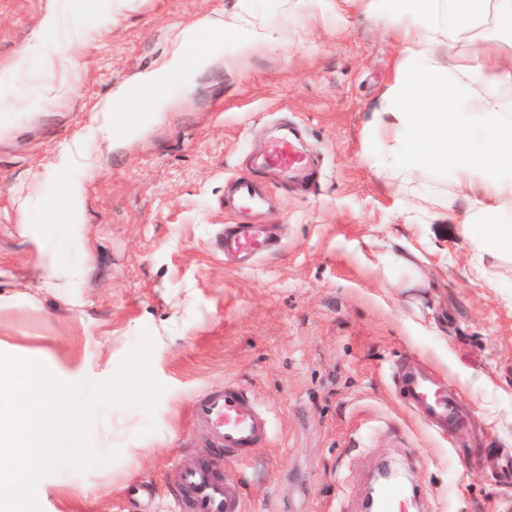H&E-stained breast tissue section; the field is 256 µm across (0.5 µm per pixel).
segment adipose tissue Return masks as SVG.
<instances>
[{"instance_id":"1","label":"adipose tissue","mask_w":512,"mask_h":512,"mask_svg":"<svg viewBox=\"0 0 512 512\" xmlns=\"http://www.w3.org/2000/svg\"><path fill=\"white\" fill-rule=\"evenodd\" d=\"M367 12L391 25L401 61L383 103L373 115L370 136L381 148L377 164L395 193L414 197L415 208L456 218L454 204L469 200L459 220L473 257L474 283L496 287L499 270L512 262V53L487 29L512 21V0H367ZM224 22L207 20L188 32L189 47L177 67L206 62L210 38ZM127 93L101 103V130L109 146L119 145L143 117L116 112ZM441 184L440 193L418 194V187ZM362 262L391 275L400 287L425 288L428 278L419 252L400 240L374 241Z\"/></svg>"}]
</instances>
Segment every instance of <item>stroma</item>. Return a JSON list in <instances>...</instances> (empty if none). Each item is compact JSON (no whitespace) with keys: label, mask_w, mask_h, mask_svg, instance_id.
Here are the masks:
<instances>
[{"label":"stroma","mask_w":512,"mask_h":512,"mask_svg":"<svg viewBox=\"0 0 512 512\" xmlns=\"http://www.w3.org/2000/svg\"><path fill=\"white\" fill-rule=\"evenodd\" d=\"M49 13L55 33L29 55ZM234 15L243 21L218 60L171 69L186 30ZM257 32L274 47L239 54ZM398 61L393 29L361 0H0V352L98 369L146 330L166 388L154 417L112 411L118 462L43 478L41 512H170L173 463L208 452L186 429L188 401L225 382L273 420L253 461L224 462L247 512H362L384 460L413 479L420 512H512V479L483 463L488 449L512 453V270L498 287L473 283L458 225L405 212L376 173L365 131ZM48 85L62 90L50 103ZM133 86L140 109L159 91L173 106L107 149L97 106ZM291 126L320 168L305 191L257 161ZM239 176L265 212L225 214ZM70 182L81 185L83 234L50 249L19 211L65 230ZM246 219L279 225L281 244L237 269L215 236ZM388 234L419 250L433 287H390L361 262L358 243ZM52 256L81 263V278L48 279ZM407 360L439 385L492 376L501 425L464 389V426L446 440L431 433L393 389Z\"/></svg>","instance_id":"35a3bbf8"}]
</instances>
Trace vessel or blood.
Masks as SVG:
<instances>
[{
  "label": "vessel or blood",
  "mask_w": 512,
  "mask_h": 512,
  "mask_svg": "<svg viewBox=\"0 0 512 512\" xmlns=\"http://www.w3.org/2000/svg\"><path fill=\"white\" fill-rule=\"evenodd\" d=\"M270 168L307 175L312 162L293 139L272 142L262 156ZM261 195L247 181L232 182L224 205L234 210L256 209ZM224 259L239 268L252 266L271 252L274 239L266 224H227L216 237ZM396 388L407 401L418 406L424 421L453 434L462 425L458 398L449 388L434 385L410 367H402ZM188 426L209 446L206 456L184 455L171 468L172 512H245L240 483L224 476V460L249 461L272 438V419L244 388L234 383L211 386L197 392L188 407ZM404 490L387 485L380 495L378 512H403Z\"/></svg>",
  "instance_id": "1"
}]
</instances>
